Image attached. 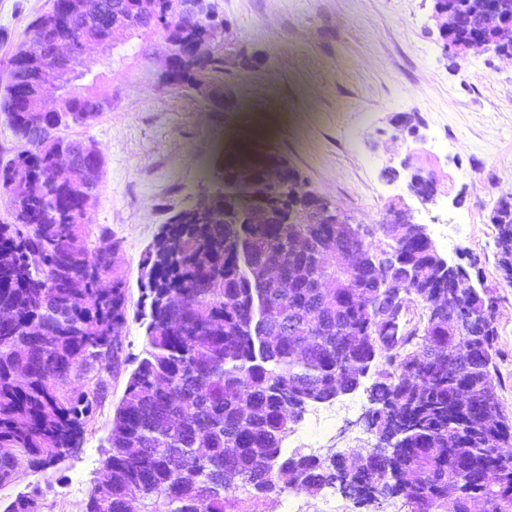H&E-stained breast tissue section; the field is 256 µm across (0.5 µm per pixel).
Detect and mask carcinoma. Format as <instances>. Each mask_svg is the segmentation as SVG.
I'll list each match as a JSON object with an SVG mask.
<instances>
[{"mask_svg": "<svg viewBox=\"0 0 512 512\" xmlns=\"http://www.w3.org/2000/svg\"><path fill=\"white\" fill-rule=\"evenodd\" d=\"M83 8L64 21L71 40L89 20L107 28L124 8L132 32L167 30L126 5L133 0H79ZM167 0L166 17L189 36L205 23ZM456 4L477 20L483 0H435ZM61 0L35 18L27 39L10 58L0 110L24 144L0 167V188L10 200V220L0 223V252L13 256L0 268V485L11 482L17 455L47 468L76 446L105 398L101 372L119 365L127 322L126 286L112 265L118 243L108 228L95 240L83 224L96 197L103 163L83 154L86 140L64 131L83 127L112 109V93L90 95L68 81L65 109L18 112L12 91L26 80L23 59L34 54L51 64L45 37L60 20ZM208 72L218 90L210 102L224 105V51L189 58L181 83ZM71 177L61 182L55 170ZM253 193L207 197L178 224L166 225L142 259V301L136 319L145 327L146 349L112 418L104 461L109 481L95 487L85 512H232L235 493L263 505L287 489L315 492L347 471L346 459L324 464L313 455L282 448L314 394L328 402L336 390L356 389L363 370L377 367L370 402L400 413L407 430L387 459L368 457L350 474L364 488L382 485L383 498L400 497L410 512H512V469L501 456L512 444V421L496 395L497 333L479 317L457 332L428 317L437 275L424 246L394 240L390 226L380 249L366 243L361 254L343 252V239L326 224H299L312 241L308 253H283L277 222L286 211L300 217L307 201L293 197L272 207L273 223L245 229L232 225ZM390 252L414 272L421 316L408 331L412 351L376 344L373 263ZM278 260L294 286L254 287L251 266ZM94 268L112 278L106 291L87 275ZM328 276V293L313 282ZM296 472L281 483L278 471ZM35 487L3 512H43Z\"/></svg>", "mask_w": 512, "mask_h": 512, "instance_id": "cac0c4a2", "label": "carcinoma"}]
</instances>
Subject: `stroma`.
Masks as SVG:
<instances>
[{
  "mask_svg": "<svg viewBox=\"0 0 512 512\" xmlns=\"http://www.w3.org/2000/svg\"><path fill=\"white\" fill-rule=\"evenodd\" d=\"M220 28L217 44L246 52L252 64L225 78L228 111H213L203 97L161 87L166 51L162 30L120 39L112 52L88 58L84 93L112 92V108L89 126L71 128L92 141L103 158L99 190L84 217L90 230L108 227L119 244L115 269L126 282L122 363L102 371L108 394L69 455L35 469L19 457L0 500L41 488L47 512H83L103 477L113 412L145 348L134 315L140 303L141 261L169 217L204 194L223 191L234 170L226 161L229 138L255 143L275 161L288 162L305 189L371 228L373 246L385 242L378 226L389 203L405 200L424 224L439 254L473 265L496 298V394L512 412V288L501 285L490 221L498 198L512 193V58L494 50L462 58L444 55L433 0H206ZM51 0H0V73L25 41L29 24ZM418 127L410 134L400 117ZM434 175L438 205H418L402 160ZM375 374L359 388L319 404L337 419L318 430L300 421L289 434L316 440L317 456L348 454L375 441L366 413ZM300 497L308 512H408L399 498L364 508L339 486L315 493L286 490L265 504L287 512Z\"/></svg>",
  "mask_w": 512,
  "mask_h": 512,
  "instance_id": "35a3bbf8",
  "label": "stroma"
}]
</instances>
